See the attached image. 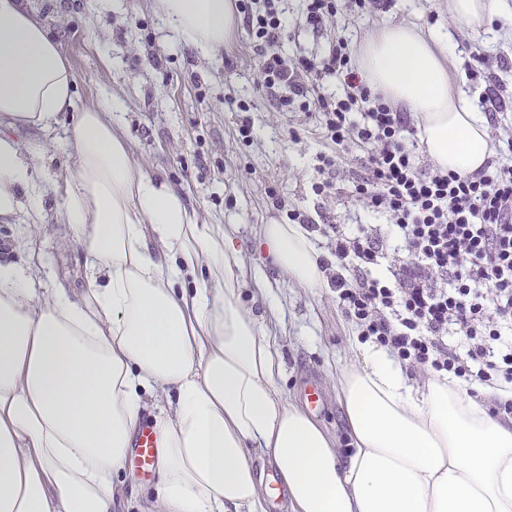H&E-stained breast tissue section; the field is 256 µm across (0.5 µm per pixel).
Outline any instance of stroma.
Returning a JSON list of instances; mask_svg holds the SVG:
<instances>
[{
    "label": "stroma",
    "instance_id": "stroma-1",
    "mask_svg": "<svg viewBox=\"0 0 512 512\" xmlns=\"http://www.w3.org/2000/svg\"><path fill=\"white\" fill-rule=\"evenodd\" d=\"M367 0L365 8L340 0L336 17L322 31L304 24L306 0H285L280 54L288 59L323 52L343 41L359 59L367 33L386 25L436 26L455 45L448 62L451 84L472 102L493 97L497 124L490 141L512 135V64L499 61L512 47V17L498 16L474 32L448 16V0ZM41 18L57 34L61 51L75 75L77 108L121 98L118 119L132 150L149 176L181 188L200 223L235 225L240 251L242 301L268 335L283 363L279 389L306 407V389L316 384L322 409L314 420L342 449L352 446L336 395V374L355 357L361 328L336 303L331 282L335 267L324 272L320 288L293 284L266 256L260 230L288 218L273 206L282 197L320 224H337L356 235L366 224L387 225L358 201L352 173L365 147H338L326 140L314 115L279 112L259 73L260 57L246 23L217 53L205 55L178 40L156 0H35ZM251 123V141L239 135L242 119ZM23 144H47L36 156V178L46 191L26 243L18 224H0V258L34 267L44 288L63 287L78 295L85 275V255L76 233L59 217L65 196L64 174L70 163L65 127L51 132L20 129ZM335 156L334 168L317 174L318 153ZM325 178L333 187L316 195L312 184Z\"/></svg>",
    "mask_w": 512,
    "mask_h": 512
}]
</instances>
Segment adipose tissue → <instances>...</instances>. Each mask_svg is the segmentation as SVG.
Instances as JSON below:
<instances>
[{
  "instance_id": "adipose-tissue-1",
  "label": "adipose tissue",
  "mask_w": 512,
  "mask_h": 512,
  "mask_svg": "<svg viewBox=\"0 0 512 512\" xmlns=\"http://www.w3.org/2000/svg\"><path fill=\"white\" fill-rule=\"evenodd\" d=\"M173 32L201 52L239 23L234 0H158ZM507 0H448L479 30ZM438 29L371 32L370 86L421 123L441 170L471 175L491 150L484 117L452 88ZM76 76L30 0H0V223L36 213L43 187L16 127L48 132L70 116L62 218L86 253L80 300L0 262V512H116L145 394L174 390L156 418L153 512H267L260 451L292 512H512V417L443 376L415 388L386 351L359 345L336 381L353 442L340 456L277 387L271 337L241 303L230 225L198 223L183 194L146 175L120 131L118 98L76 109ZM271 262L298 286L323 281L298 224H267ZM192 278L195 286L182 282Z\"/></svg>"
}]
</instances>
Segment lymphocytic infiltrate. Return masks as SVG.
Returning a JSON list of instances; mask_svg holds the SVG:
<instances>
[{"mask_svg": "<svg viewBox=\"0 0 512 512\" xmlns=\"http://www.w3.org/2000/svg\"><path fill=\"white\" fill-rule=\"evenodd\" d=\"M280 0H266L261 14L239 7L262 58L266 88L286 87L278 111L292 105L315 108L320 128L334 144L368 145L355 192L397 226L406 255L391 281L369 277L384 252L379 235L337 234L331 253L340 268L333 280L339 306L372 339L410 366L446 372L466 385L512 384V343L501 328L512 326V166L484 167L462 176L415 162L418 128L411 113L394 109L359 78L344 44L330 45L321 60L305 56L287 64L278 52ZM339 76L344 95H313L306 76ZM362 114L351 120V112ZM355 278L347 280L344 268ZM462 336L466 354L448 348V334Z\"/></svg>", "mask_w": 512, "mask_h": 512, "instance_id": "1", "label": "lymphocytic infiltrate"}]
</instances>
